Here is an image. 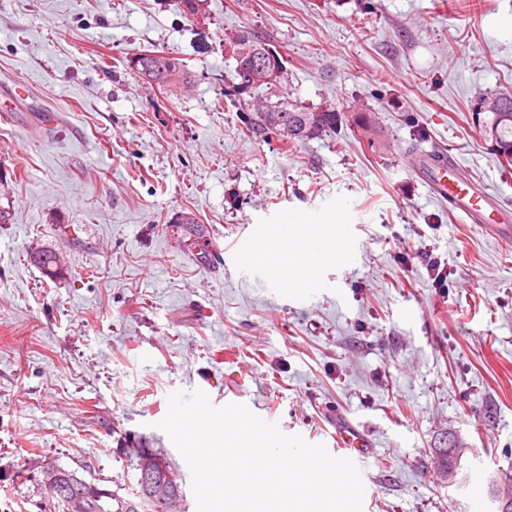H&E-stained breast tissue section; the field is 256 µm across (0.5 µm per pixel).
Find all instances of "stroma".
<instances>
[{
  "instance_id": "stroma-1",
  "label": "stroma",
  "mask_w": 512,
  "mask_h": 512,
  "mask_svg": "<svg viewBox=\"0 0 512 512\" xmlns=\"http://www.w3.org/2000/svg\"><path fill=\"white\" fill-rule=\"evenodd\" d=\"M286 61L291 98L335 108L302 145L252 138L226 47ZM178 57V94L130 58ZM0 512H54L55 462L132 497L137 445L176 391L237 400L307 443L363 424V512H489L512 472V241L457 221L423 178L444 153L512 211V166L472 119L512 93V0H0ZM343 207L342 257L299 288L241 273L283 216ZM195 214L208 260L172 221ZM59 256L48 278L35 252ZM443 268L435 281L430 264ZM458 440L464 488L436 479Z\"/></svg>"
}]
</instances>
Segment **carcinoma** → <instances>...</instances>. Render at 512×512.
<instances>
[{"instance_id":"obj_1","label":"carcinoma","mask_w":512,"mask_h":512,"mask_svg":"<svg viewBox=\"0 0 512 512\" xmlns=\"http://www.w3.org/2000/svg\"><path fill=\"white\" fill-rule=\"evenodd\" d=\"M257 49L265 53L266 63L260 70L247 63L250 53ZM233 54L236 60L235 75L240 78L237 90L266 92L264 101L258 103L254 112L250 113L248 131L253 138L267 141L272 136H279L288 143L299 144L336 128V110L304 107L282 91L286 74L284 60L277 50L262 39L255 36L239 39L234 42ZM162 57L165 59V82L156 84V87L173 92L187 84L190 75L180 59L166 52L162 53ZM133 60L136 61L139 77L150 82L155 67L153 52L146 50L135 55ZM491 101L494 102L493 109L489 110L492 117L483 125L482 131L492 139L499 161L512 165V94L499 93ZM175 223L179 224L183 246L189 250L195 249L202 234L194 215L183 213ZM460 459L459 452L451 460L440 456V476L449 478L451 482L456 480ZM488 497L496 505L494 512H512V474L505 486L500 480L492 482ZM143 498L144 489L141 486L133 499L121 497L114 492L110 498L91 500L88 512H136Z\"/></svg>"}]
</instances>
